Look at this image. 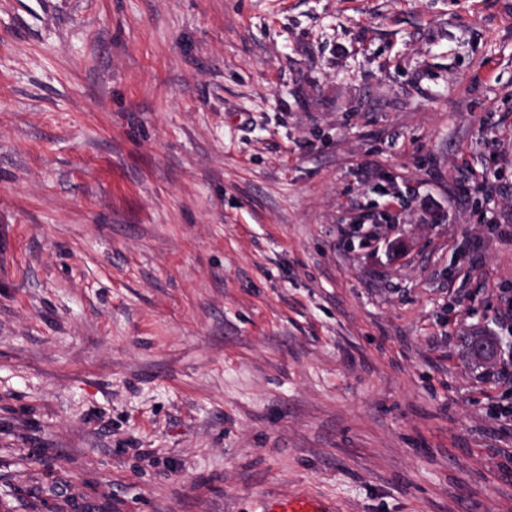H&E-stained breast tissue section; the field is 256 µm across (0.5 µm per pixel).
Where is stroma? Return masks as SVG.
Masks as SVG:
<instances>
[{"mask_svg": "<svg viewBox=\"0 0 512 512\" xmlns=\"http://www.w3.org/2000/svg\"><path fill=\"white\" fill-rule=\"evenodd\" d=\"M507 224L512 0H0V512H512ZM261 512H334V508L322 502L297 497L267 503Z\"/></svg>", "mask_w": 512, "mask_h": 512, "instance_id": "35a3bbf8", "label": "stroma"}]
</instances>
